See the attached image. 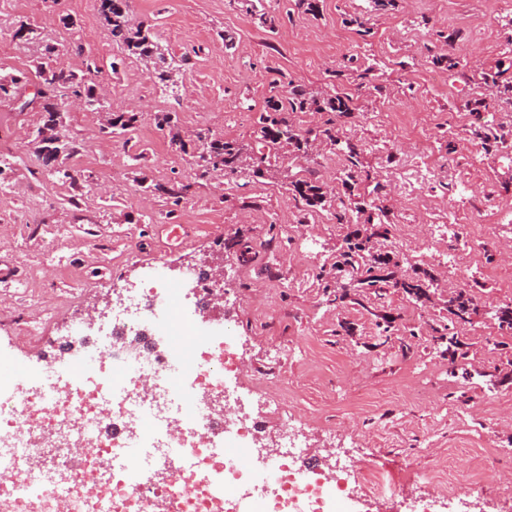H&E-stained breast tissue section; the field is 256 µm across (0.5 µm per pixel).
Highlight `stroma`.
I'll use <instances>...</instances> for the list:
<instances>
[{"label": "stroma", "instance_id": "1", "mask_svg": "<svg viewBox=\"0 0 512 512\" xmlns=\"http://www.w3.org/2000/svg\"><path fill=\"white\" fill-rule=\"evenodd\" d=\"M274 27H259L236 0H132L135 19L155 24L176 56L188 61L178 74L180 92L171 96L153 76L150 63L127 64L104 84L114 106L140 115L172 111L181 134L193 142L198 129L213 137L250 140L272 84L317 90L332 71L353 62L373 67L374 83L358 91V112L337 120L345 136L361 140L367 162L386 186L391 224H410L405 240L390 237L406 273L428 269L439 288L476 278L484 282L485 310L459 334L472 343L475 359L492 369L498 353L487 343L498 330L489 307L512 300V153H486L472 131L481 118L465 109L469 99L494 101L491 89L464 84L437 67L425 46L436 32L459 33L441 53L478 70L494 64L512 39V0H396L391 10L370 12L368 0H319L310 15L293 0H266ZM29 23L37 38L19 40L14 31ZM367 34H359V26ZM57 44L60 59L72 62L73 45L109 69L117 48L96 0H0V72L26 69L44 41ZM65 121L83 145L73 173L84 180L79 206L68 184L46 174L30 142L41 124L37 112L0 104V368L15 378L67 359L72 320L86 317L99 296L141 284L155 266L179 284L183 305L195 310L193 281L185 266L206 252L224 255L226 314L238 323L246 371L263 365L273 345L288 354L277 367L287 380L285 397L309 443L341 448L396 473L404 491L371 497L370 512H410L408 499L436 496L449 473L472 476L470 493L484 512H512V384L489 388L482 380L450 377L448 360L421 339L409 355L397 342L380 345L369 315L356 306L328 302L314 277L332 266L345 234L329 212L303 214L281 180L239 187L213 171L200 176L191 153L174 150L164 132L151 143L126 144L103 130L105 116L69 107ZM426 144L440 175L425 182L416 204L399 191L414 141ZM455 151H448V144ZM190 184L179 223L160 186ZM478 206L471 224L447 222L460 197ZM290 225L287 246L270 252V225ZM249 237L258 254L239 260L226 246L235 233ZM496 249L494 262L483 250ZM468 251L464 268L454 256ZM83 267L79 284L59 279L58 264ZM24 316L41 336L17 335L12 319ZM353 335H337L339 323Z\"/></svg>", "mask_w": 512, "mask_h": 512}]
</instances>
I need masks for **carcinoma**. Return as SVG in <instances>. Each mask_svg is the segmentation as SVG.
Instances as JSON below:
<instances>
[{
    "label": "carcinoma",
    "mask_w": 512,
    "mask_h": 512,
    "mask_svg": "<svg viewBox=\"0 0 512 512\" xmlns=\"http://www.w3.org/2000/svg\"><path fill=\"white\" fill-rule=\"evenodd\" d=\"M258 25L262 27L273 23L263 0H240ZM98 11L109 27L112 41L120 49V56L113 59L112 74H117L126 61L131 59L146 60L153 65L156 83L167 88L172 82L173 58L169 57L167 48L162 44L155 25L145 21H133L131 0H98ZM432 61L446 67L449 71H458L464 83L484 84L496 89L497 104H489L482 99L469 100L466 106L471 111L486 113L483 123L475 131L487 152L499 150L506 143L505 133L496 125L498 106H512V47L505 48L495 64L482 71L463 72L462 61L451 55L439 54ZM353 68L333 72L329 89L312 91L302 85H289L287 91L277 90L265 101L253 131L254 143L238 140L218 139L206 132L197 133L200 151L196 165L207 174L209 170H222L224 176L237 178L246 175L251 180L276 179L282 174L279 159L287 154L294 159L306 158L319 142L328 147V152L343 159L341 182L349 192L348 202L340 203L332 216L336 223L347 227L344 236L345 250L342 260L333 264L336 273L351 276L353 284L347 286L337 282L330 284L323 274L317 279L324 282L323 291L336 302L348 301L365 309L374 317L379 333L384 342L392 340L391 332L397 317L383 312L376 306V301L385 298L389 290L397 288L408 300L423 307L434 305L435 282L437 276L430 270L410 277L398 273L400 256L394 251H383L377 247L379 240L387 239L390 225L385 223V208L376 204L382 191L380 182L372 177L364 164L367 148L364 144L338 135L332 119H327L325 126L316 130H294L291 121L299 112H323L330 116H350L358 110L354 96L345 91L343 82L349 78ZM99 73L96 62L87 60L86 69L77 71L59 59L58 47L47 43L43 47L41 61L33 71L13 70L0 74V104L16 103L18 110L24 112L33 109L45 115L43 126L56 128L60 139L54 146L53 154L72 159L82 152V144L71 134L62 114L63 96L79 95L93 103L97 100L98 85L94 81ZM32 85L37 88V96L21 100L23 90ZM157 125L168 131L171 147L186 151L175 112L162 111L155 115ZM138 116L135 113L113 109L107 127L112 132L129 133L136 128ZM288 193L296 201L313 212L332 207L331 193L314 174L293 177L288 182ZM236 246L239 259L245 263L254 260L249 239L241 234L230 239ZM485 284L475 280L457 289L448 299V323L429 326L430 347L441 351V356L451 355L448 371L451 375H461L469 380L478 375L491 381L497 378L500 383L512 384V346L507 339L512 338V300L503 302L493 308L492 318L497 325L501 340L493 342L500 350V362L492 372L487 373L475 367L470 358L471 344L459 340L454 329L458 325L470 322L472 315L479 310L478 293Z\"/></svg>",
    "instance_id": "1"
}]
</instances>
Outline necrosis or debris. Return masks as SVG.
<instances>
[{"instance_id":"4bbe7bcc","label":"necrosis or debris","mask_w":512,"mask_h":512,"mask_svg":"<svg viewBox=\"0 0 512 512\" xmlns=\"http://www.w3.org/2000/svg\"><path fill=\"white\" fill-rule=\"evenodd\" d=\"M178 291L151 277L102 320L93 353L71 358L67 376L49 387L0 378V486L10 512H239L255 468L278 463L273 506L331 512L350 484L373 494L396 493L397 478L338 453L325 489L306 473L309 453L283 400L270 399L253 420L224 380L242 359L229 327L196 331L172 319ZM190 344L205 372L172 377L169 359ZM276 452L255 456L252 468L228 470L217 455L226 436L256 441L264 429Z\"/></svg>"}]
</instances>
